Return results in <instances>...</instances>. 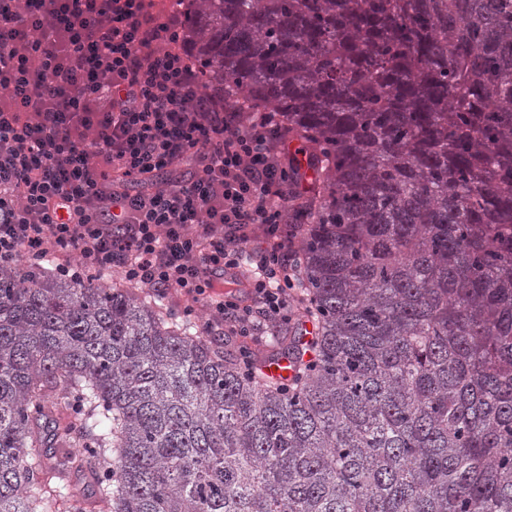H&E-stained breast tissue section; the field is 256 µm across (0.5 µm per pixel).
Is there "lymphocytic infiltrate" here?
<instances>
[{
	"label": "lymphocytic infiltrate",
	"instance_id": "f902f5d3",
	"mask_svg": "<svg viewBox=\"0 0 512 512\" xmlns=\"http://www.w3.org/2000/svg\"><path fill=\"white\" fill-rule=\"evenodd\" d=\"M184 42L165 0H0V263L117 266L211 300L246 336L288 320L296 160L274 113L245 126L207 92ZM241 266L245 297L225 281Z\"/></svg>",
	"mask_w": 512,
	"mask_h": 512
}]
</instances>
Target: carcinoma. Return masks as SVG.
I'll return each mask as SVG.
<instances>
[{
  "instance_id": "1",
  "label": "carcinoma",
  "mask_w": 512,
  "mask_h": 512,
  "mask_svg": "<svg viewBox=\"0 0 512 512\" xmlns=\"http://www.w3.org/2000/svg\"><path fill=\"white\" fill-rule=\"evenodd\" d=\"M306 186L291 378L118 270L0 264V512H512V0H182ZM81 452L74 453L72 449ZM78 488L84 490L88 500V512H107L106 504L99 501L98 496L95 494L93 479L89 472L73 475L63 492L68 489Z\"/></svg>"
}]
</instances>
